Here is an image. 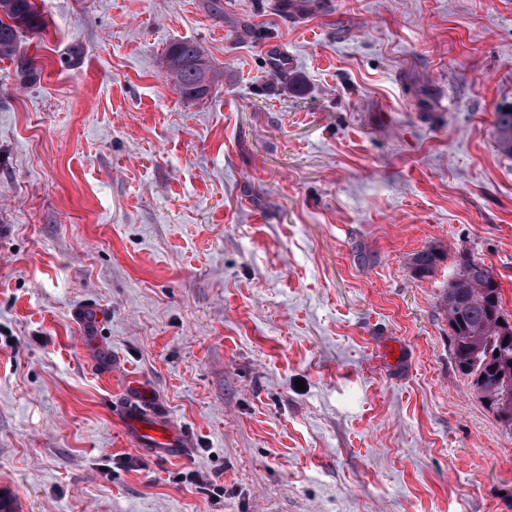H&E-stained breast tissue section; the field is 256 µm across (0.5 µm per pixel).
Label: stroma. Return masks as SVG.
I'll return each instance as SVG.
<instances>
[{"label": "stroma", "instance_id": "1", "mask_svg": "<svg viewBox=\"0 0 512 512\" xmlns=\"http://www.w3.org/2000/svg\"><path fill=\"white\" fill-rule=\"evenodd\" d=\"M43 9L38 78L0 61L14 512H512V435L442 305L465 251L512 313V0ZM178 39L202 101L165 75ZM131 407L186 454L137 451ZM163 67L171 78L176 93L186 101H200L215 83L213 66L192 40L181 39L169 44ZM494 127L497 135V145L499 150L512 156V107L510 111L505 109L496 112ZM443 258V252L435 247L419 250L411 257V266L419 276H427L436 268L437 262Z\"/></svg>", "mask_w": 512, "mask_h": 512}]
</instances>
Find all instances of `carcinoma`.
I'll list each match as a JSON object with an SVG mask.
<instances>
[{"label": "carcinoma", "instance_id": "carcinoma-1", "mask_svg": "<svg viewBox=\"0 0 512 512\" xmlns=\"http://www.w3.org/2000/svg\"><path fill=\"white\" fill-rule=\"evenodd\" d=\"M43 26L38 0H0V59L10 60L22 75L38 73L36 58L24 51L22 43ZM163 67L186 101L205 99L215 83L211 62L192 40L170 43ZM494 127L499 150L511 157L512 110L496 112ZM442 258V251L427 247L413 254L411 266L417 275L427 276ZM443 304L458 371L499 425L511 422L512 315L505 312L494 269L467 252L460 253Z\"/></svg>", "mask_w": 512, "mask_h": 512}]
</instances>
